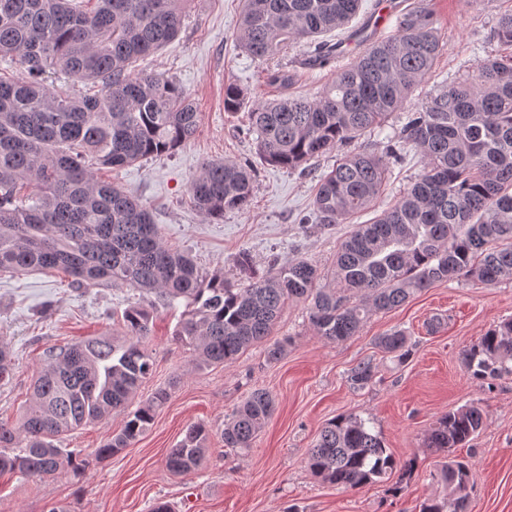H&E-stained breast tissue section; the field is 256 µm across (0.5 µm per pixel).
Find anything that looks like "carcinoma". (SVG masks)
I'll return each mask as SVG.
<instances>
[{
    "label": "carcinoma",
    "instance_id": "1",
    "mask_svg": "<svg viewBox=\"0 0 512 512\" xmlns=\"http://www.w3.org/2000/svg\"><path fill=\"white\" fill-rule=\"evenodd\" d=\"M188 0H0V58L25 70L0 75V271H62L76 287L126 284L166 307L184 302L173 331L176 344L201 366L230 365L268 337L285 302L308 303L315 334L341 342L370 315L403 305L436 282L465 278L482 284L512 279V57H488L415 106L399 131L425 160L401 199L369 224H359L336 254L333 285L316 287L317 268L288 259L246 288L224 274L202 272L163 244L149 209L96 178L93 165L123 167L171 152L198 127L194 103L171 78L140 74L139 58L174 41ZM363 0H245L240 46L265 62L289 44L349 25ZM496 39L512 46V12L498 17ZM442 51L430 12L417 3L395 34L365 47L316 98L255 103L248 112L257 148L267 163L297 169L310 160L383 127L404 109L414 87ZM49 69L99 87L74 96L45 84ZM246 97L224 87V111L242 110ZM388 165L360 151L343 155L323 174L314 207L323 225L368 210L380 194ZM194 206L212 218L242 210L253 192L250 169L209 161L189 189ZM126 336L102 335L49 346L18 425L0 422V473L26 477L71 471L88 462L60 447L64 436L115 412L123 427L97 459L129 447L154 421L169 393L130 409L153 369L146 346L152 316L137 305L123 313ZM404 361V332L378 338ZM462 360L476 379L512 376V319L488 330ZM373 377L361 362L349 376L355 388ZM275 412V401L253 390L225 419L226 448L246 451ZM484 424L474 404L438 420L428 447L465 446ZM209 429L190 426L166 458L176 474L198 470L209 451ZM306 464L323 483L358 489L396 466L367 421L341 415L322 429ZM471 468L455 456L434 474L445 490L419 512H467Z\"/></svg>",
    "mask_w": 512,
    "mask_h": 512
}]
</instances>
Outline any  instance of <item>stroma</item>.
Segmentation results:
<instances>
[{
    "mask_svg": "<svg viewBox=\"0 0 512 512\" xmlns=\"http://www.w3.org/2000/svg\"><path fill=\"white\" fill-rule=\"evenodd\" d=\"M443 50L431 73L413 90L418 104L460 73L488 56L508 55L494 30L512 0H427ZM244 0H190L178 37L161 51L140 58L136 72L171 77L193 99L199 113L193 139L171 153L140 163L98 169L99 179L117 184L150 211L162 242L191 257L199 268L223 273L242 288L264 276L274 261L304 259L330 273L342 240L354 225L393 206L424 167L419 151L406 147L390 162L372 210L343 224L320 225L313 201L319 178L341 154L362 151L385 155L386 134L404 120L389 118L384 133L369 132L300 168L267 164L246 112L224 109V88L234 84L250 100L313 98L354 58L315 62L306 42L290 45L268 64L255 61L237 40ZM287 72L286 85L271 84L267 73ZM209 160H232L253 171V199L243 210L212 219L195 210L191 180ZM248 254L249 269L238 264ZM129 287L74 288L63 274L34 271L0 273V337L12 351V374L0 381V421L16 424L51 345L73 343L126 329L123 312L141 302ZM177 310L157 306L147 340L152 374L136 402L157 390L169 393L153 424L130 447L97 460L92 456L122 425L123 414L92 422L65 436L66 450L88 459L81 479L62 472L49 478L0 475V512H46L54 502L70 512H149L159 500L175 512H418L420 503L443 489L432 478L442 459L426 440L446 412L474 403L484 426L458 456L471 467L470 512H512V377L479 381L466 370L464 349L486 331L512 318V279L484 285L464 278L438 282L414 294L401 307L371 315L357 335L343 342L316 336L307 305L287 302L269 336L288 344L286 355L269 361L264 345L249 347L228 366L197 367L191 353L175 344ZM405 331L411 348L406 361L382 352L378 336ZM371 363L372 381L353 388L352 368ZM269 392L276 410L248 452L225 447V418L253 390ZM355 414L370 422L397 462L413 460L410 473L393 472L381 481L352 490L322 483L306 466L309 448L327 422ZM202 423L210 431V451L195 472L174 474L165 461L187 428Z\"/></svg>",
    "mask_w": 512,
    "mask_h": 512,
    "instance_id": "stroma-1",
    "label": "stroma"
}]
</instances>
